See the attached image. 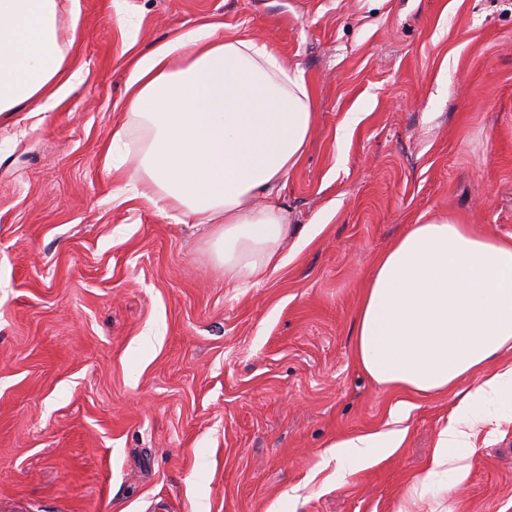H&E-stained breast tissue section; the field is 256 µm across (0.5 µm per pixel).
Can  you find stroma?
<instances>
[{
	"instance_id": "stroma-1",
	"label": "stroma",
	"mask_w": 512,
	"mask_h": 512,
	"mask_svg": "<svg viewBox=\"0 0 512 512\" xmlns=\"http://www.w3.org/2000/svg\"><path fill=\"white\" fill-rule=\"evenodd\" d=\"M65 6L82 79L0 120V512H512V418L448 495L410 501L457 399L379 386L353 357L408 225L512 236V0ZM205 23L269 44L315 102L279 197L286 261L250 288L204 227L112 177L150 138L126 109L133 59ZM406 399L403 448L337 481L329 443Z\"/></svg>"
}]
</instances>
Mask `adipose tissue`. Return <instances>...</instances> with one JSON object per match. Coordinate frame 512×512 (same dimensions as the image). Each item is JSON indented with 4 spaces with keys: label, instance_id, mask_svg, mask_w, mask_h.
<instances>
[{
    "label": "adipose tissue",
    "instance_id": "1",
    "mask_svg": "<svg viewBox=\"0 0 512 512\" xmlns=\"http://www.w3.org/2000/svg\"><path fill=\"white\" fill-rule=\"evenodd\" d=\"M62 0H0V114L38 104L71 61L60 40ZM189 49L176 63L173 55ZM129 110L150 130L132 198L180 209L210 227L214 262L227 282L255 284L284 262L291 226L275 199L303 158L314 101L299 72L265 42L223 37L205 24L139 56L127 84ZM512 238L473 232L450 219L412 224L382 254L363 296L354 335L357 364L379 385L420 395L478 385L441 430L432 467L413 490L446 476L488 422L493 401L512 408ZM411 406L392 429L340 438L331 456L349 474L402 447Z\"/></svg>",
    "mask_w": 512,
    "mask_h": 512
}]
</instances>
